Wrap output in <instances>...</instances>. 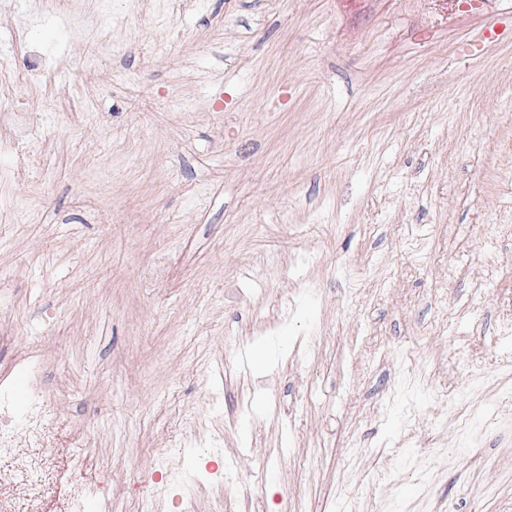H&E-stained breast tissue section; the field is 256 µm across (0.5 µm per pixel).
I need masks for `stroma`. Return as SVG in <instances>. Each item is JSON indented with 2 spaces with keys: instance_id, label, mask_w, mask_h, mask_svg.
<instances>
[{
  "instance_id": "stroma-1",
  "label": "stroma",
  "mask_w": 512,
  "mask_h": 512,
  "mask_svg": "<svg viewBox=\"0 0 512 512\" xmlns=\"http://www.w3.org/2000/svg\"><path fill=\"white\" fill-rule=\"evenodd\" d=\"M0 0L39 162L0 365L57 394L14 512H512V0ZM270 367H254L258 352ZM167 449L157 457V449Z\"/></svg>"
}]
</instances>
